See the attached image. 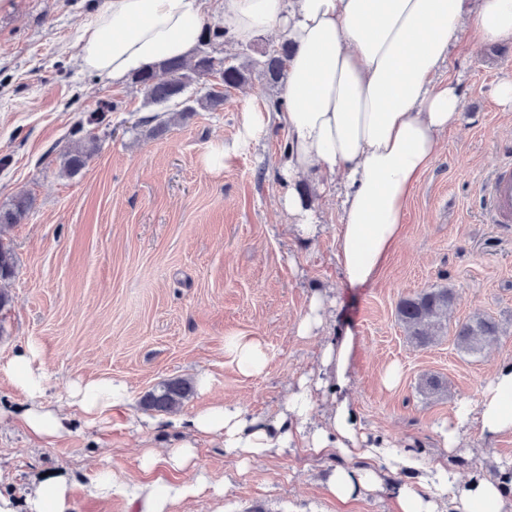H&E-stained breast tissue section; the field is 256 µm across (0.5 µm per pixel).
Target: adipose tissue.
<instances>
[{
	"label": "adipose tissue",
	"instance_id": "ef3b65f1",
	"mask_svg": "<svg viewBox=\"0 0 512 512\" xmlns=\"http://www.w3.org/2000/svg\"><path fill=\"white\" fill-rule=\"evenodd\" d=\"M221 24L236 40L263 32L291 46L284 92L287 107L274 114L248 108L242 134L254 136L270 122L287 132L277 168L281 205L298 236L310 239L320 225L298 190L315 178L321 192L340 201L336 261L349 286L372 284L402 227L409 198L439 149V136L460 122L462 101L453 82L438 78L465 32L512 44V0H222ZM206 0H104L80 35L83 68L121 84L137 72L171 59L190 57L203 35ZM356 338L340 332L325 344L313 378L302 379L274 416L247 415L234 404L218 403L190 418L159 420L176 429L168 445H146L140 467L150 480L129 484L101 469L87 486L91 496L122 497L134 512H172L209 493L224 512V484L199 471L196 443L220 442L241 468L303 446L342 458L325 482L328 497L341 502L381 490L398 476L396 512H512V464L491 473L474 469L460 480L447 461L433 462L365 433L350 398ZM40 350L17 349L4 364L14 390L29 406L22 416L37 440L62 435L63 407L88 420L128 411L131 394L120 378L76 382L64 405L47 401V382L38 365ZM229 364L245 376L261 374L267 355L249 336L224 345ZM493 441L512 434V361L498 364L476 401L457 406L444 448L461 447L469 429ZM191 473L175 483L158 469ZM73 512L69 485L52 478L32 486L25 497L0 489V512Z\"/></svg>",
	"mask_w": 512,
	"mask_h": 512
}]
</instances>
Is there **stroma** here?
I'll return each mask as SVG.
<instances>
[{"mask_svg":"<svg viewBox=\"0 0 512 512\" xmlns=\"http://www.w3.org/2000/svg\"><path fill=\"white\" fill-rule=\"evenodd\" d=\"M103 0H0V207L20 193L27 220L0 236L14 248L15 275L0 282L12 298L0 310V362L30 341L42 348L49 399L70 384L112 376L128 382L130 412L42 443L14 414L22 397L0 374V484L23 489L54 471L72 482L75 512H131L126 500L102 502L85 490L107 467L142 482L139 431L144 395L160 382L211 375L180 410L189 416L224 401L276 414L297 381L314 369L323 345L351 329L352 399L366 431L438 457L439 429L464 400H476L493 366L512 360V225L488 223L481 197L500 160L512 159V112L495 86L512 79V45L467 36L443 67L463 100L460 124L441 136L438 156L406 207L403 231L376 281L350 287L336 263L338 201L314 195L321 229L304 241L279 205L276 176L286 133L270 125L241 135L247 108L270 110L283 85L252 75L230 90L220 112L171 119L147 105L132 82L81 73L79 34ZM112 102L109 112L99 102ZM160 114L165 131L145 116ZM96 135L98 149L74 177L60 176L74 127ZM334 289L339 305L319 335L296 334L313 286ZM448 287L449 327L482 314L499 323L498 341L481 353L458 350L454 335L413 346L397 321L401 298ZM260 340L267 366L243 377L224 362V343ZM400 379L386 386L390 366ZM443 393L423 395L424 378ZM473 468L512 461V435L494 442L467 435ZM339 460L296 448L240 472L218 444L199 440L197 465L224 483V512H394L389 491L340 503L323 480Z\"/></svg>","mask_w":512,"mask_h":512,"instance_id":"stroma-1","label":"stroma"}]
</instances>
